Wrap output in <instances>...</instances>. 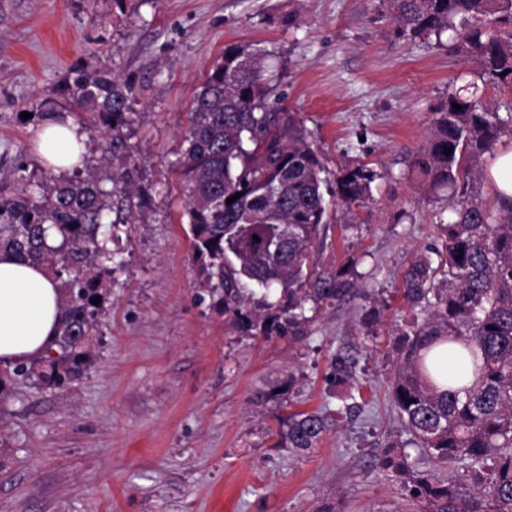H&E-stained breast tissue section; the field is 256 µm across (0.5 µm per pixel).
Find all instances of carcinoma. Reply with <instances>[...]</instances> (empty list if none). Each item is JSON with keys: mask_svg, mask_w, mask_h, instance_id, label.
I'll use <instances>...</instances> for the list:
<instances>
[{"mask_svg": "<svg viewBox=\"0 0 512 512\" xmlns=\"http://www.w3.org/2000/svg\"><path fill=\"white\" fill-rule=\"evenodd\" d=\"M392 17L414 35L452 32L454 49L471 57L493 83H512V0H389ZM91 112L89 140L105 142L95 167L41 180L13 170L15 190L0 197V249L44 266L63 288L64 319L44 355L14 365L12 374L60 388L90 364L103 296L112 282V242L135 223L131 171L121 164L120 130L129 123L132 87L107 73L75 70L59 86ZM260 53L230 43L196 94L182 137L179 165L199 290L218 296L229 325L244 336L306 338L317 312L353 293L354 262L320 270L315 252L328 223L326 196L346 207L362 203L375 174L363 167L321 177L317 149L294 113L268 103ZM461 109L456 110L452 104ZM512 132V112L457 94L448 97L428 142L415 153L412 173L436 191L452 190L454 220L440 225L431 254L404 270L401 296L422 322L391 339L396 370L388 399L411 442L445 465L439 478L390 446L382 469L410 480L409 492L428 512H512V208L486 207L474 195L482 164L495 158ZM452 149L451 154L444 148ZM239 195L231 203L226 200ZM60 242L46 244L47 226ZM311 303L313 307L306 308ZM461 344L472 356L473 380L434 366L428 352ZM354 361L336 353L331 382L354 400ZM328 416L295 412L279 420L284 447L313 450L329 430Z\"/></svg>", "mask_w": 512, "mask_h": 512, "instance_id": "carcinoma-1", "label": "carcinoma"}]
</instances>
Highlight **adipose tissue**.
Returning a JSON list of instances; mask_svg holds the SVG:
<instances>
[{
	"mask_svg": "<svg viewBox=\"0 0 512 512\" xmlns=\"http://www.w3.org/2000/svg\"><path fill=\"white\" fill-rule=\"evenodd\" d=\"M40 152L54 171L70 170L87 140L83 128L68 118L45 123ZM62 318V290L44 267L0 251V361L15 363L43 354Z\"/></svg>",
	"mask_w": 512,
	"mask_h": 512,
	"instance_id": "obj_1",
	"label": "adipose tissue"
}]
</instances>
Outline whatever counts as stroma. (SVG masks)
Segmentation results:
<instances>
[{
    "label": "stroma",
    "mask_w": 512,
    "mask_h": 512,
    "mask_svg": "<svg viewBox=\"0 0 512 512\" xmlns=\"http://www.w3.org/2000/svg\"><path fill=\"white\" fill-rule=\"evenodd\" d=\"M229 43L262 51L270 102L303 122L328 181L346 166L377 175L363 206L334 207L318 255L324 268L359 257V291L298 343L240 335L199 298L180 221L181 138ZM74 70L135 87L122 135L140 206L114 243L123 265L87 373L0 394V512H425L377 466L403 436L387 396L390 333L410 318L401 275L451 216L411 162L449 96L475 84L504 113L512 86L484 83L449 37L401 32L387 0H0V193L17 163L45 169L42 124L87 122L58 92ZM347 345L364 402L349 417L330 383ZM321 409L333 425L318 448L278 447V418Z\"/></svg>",
    "instance_id": "1"
}]
</instances>
